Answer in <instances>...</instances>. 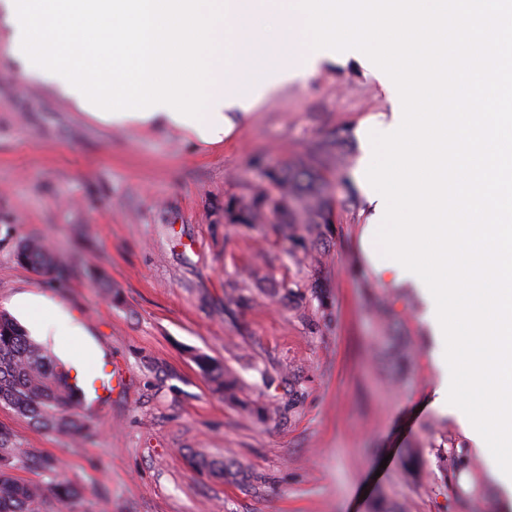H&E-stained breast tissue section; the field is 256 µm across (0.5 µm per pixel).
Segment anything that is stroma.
Masks as SVG:
<instances>
[{
  "label": "stroma",
  "mask_w": 512,
  "mask_h": 512,
  "mask_svg": "<svg viewBox=\"0 0 512 512\" xmlns=\"http://www.w3.org/2000/svg\"><path fill=\"white\" fill-rule=\"evenodd\" d=\"M391 110L352 59L206 146L83 115L23 80L0 40V311L25 326L15 300L52 301L79 336L41 344L81 380L106 363L125 374L88 396V435L1 406L0 428L57 459L84 512H505L458 396L424 401L437 370L419 294L382 281L363 248L357 130ZM334 137L345 160L333 224L225 222V207L275 193L264 169ZM34 236L61 276L17 261ZM200 355L236 378L237 400L214 392ZM201 459L223 462V476Z\"/></svg>",
  "instance_id": "35a3bbf8"
}]
</instances>
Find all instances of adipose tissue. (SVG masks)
<instances>
[{"instance_id": "1", "label": "adipose tissue", "mask_w": 512, "mask_h": 512, "mask_svg": "<svg viewBox=\"0 0 512 512\" xmlns=\"http://www.w3.org/2000/svg\"><path fill=\"white\" fill-rule=\"evenodd\" d=\"M10 56L89 117L222 143L267 94L368 61L394 110L354 172L383 280L420 289L512 494V0H0ZM386 160L376 164L377 148Z\"/></svg>"}]
</instances>
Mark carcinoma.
Instances as JSON below:
<instances>
[{"label": "carcinoma", "instance_id": "cac0c4a2", "mask_svg": "<svg viewBox=\"0 0 512 512\" xmlns=\"http://www.w3.org/2000/svg\"><path fill=\"white\" fill-rule=\"evenodd\" d=\"M339 142L321 140L311 147V164L299 169L270 174L285 201L277 215L282 224H308L319 230L332 223L334 197L329 193V163L339 157ZM268 196L256 194L250 205L228 209L234 222L254 224L269 219ZM18 261L43 274H55L60 262L55 252L41 239L21 243ZM198 364L213 387L227 398L235 396L236 384L224 377V365L205 357ZM77 384L69 382V372L47 348L36 342L11 316L0 313V406L28 418L38 427L68 435H79L87 428L82 406L77 400ZM49 474L59 462L37 456L14 446L9 432L0 429V512H80L82 493L59 482H26L14 476L18 466Z\"/></svg>", "mask_w": 512, "mask_h": 512}]
</instances>
